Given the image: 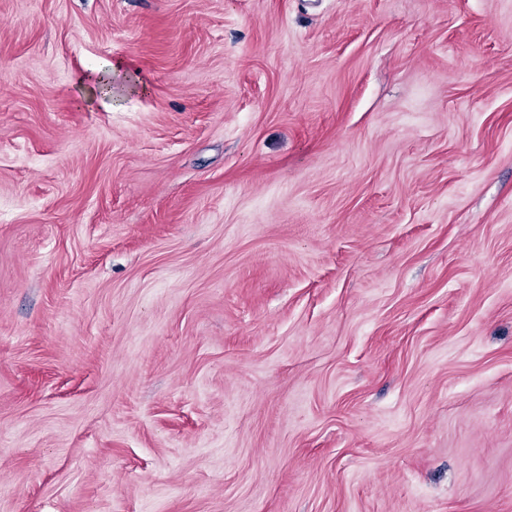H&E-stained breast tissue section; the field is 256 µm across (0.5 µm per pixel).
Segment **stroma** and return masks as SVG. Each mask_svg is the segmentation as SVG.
Returning <instances> with one entry per match:
<instances>
[{"instance_id": "1", "label": "stroma", "mask_w": 512, "mask_h": 512, "mask_svg": "<svg viewBox=\"0 0 512 512\" xmlns=\"http://www.w3.org/2000/svg\"><path fill=\"white\" fill-rule=\"evenodd\" d=\"M0 512H512V0H0Z\"/></svg>"}]
</instances>
